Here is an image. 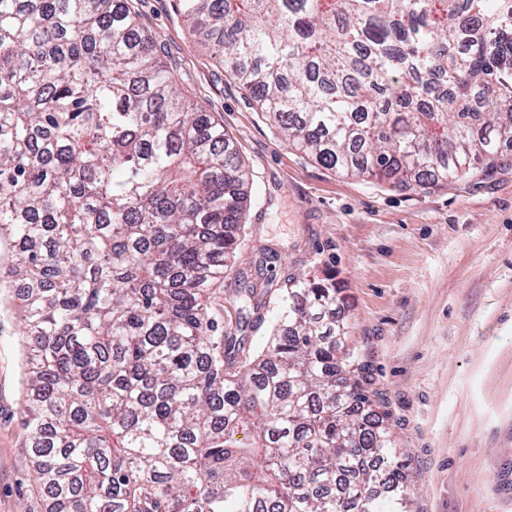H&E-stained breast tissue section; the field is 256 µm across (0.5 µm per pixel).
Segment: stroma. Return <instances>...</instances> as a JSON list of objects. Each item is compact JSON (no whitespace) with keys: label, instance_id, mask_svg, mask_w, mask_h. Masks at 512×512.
<instances>
[{"label":"stroma","instance_id":"obj_1","mask_svg":"<svg viewBox=\"0 0 512 512\" xmlns=\"http://www.w3.org/2000/svg\"><path fill=\"white\" fill-rule=\"evenodd\" d=\"M191 104L213 112L252 177L235 269L330 279L350 347L407 465V512H512V163L426 190L326 169L288 146L197 44L177 0H132ZM220 286L235 324L237 283ZM0 288V512H48L22 404L26 343Z\"/></svg>","mask_w":512,"mask_h":512}]
</instances>
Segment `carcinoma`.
<instances>
[{"mask_svg":"<svg viewBox=\"0 0 512 512\" xmlns=\"http://www.w3.org/2000/svg\"><path fill=\"white\" fill-rule=\"evenodd\" d=\"M178 6L329 170L426 188L512 147V0ZM247 181L129 3L0 0V229L49 512H405L336 284L241 289L269 332L257 351L224 328Z\"/></svg>","mask_w":512,"mask_h":512,"instance_id":"cac0c4a2","label":"carcinoma"}]
</instances>
